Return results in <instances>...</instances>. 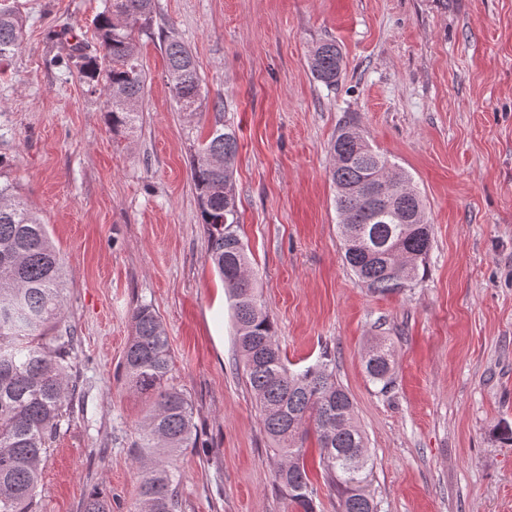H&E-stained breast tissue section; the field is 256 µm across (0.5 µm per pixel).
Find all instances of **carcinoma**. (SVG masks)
Segmentation results:
<instances>
[{
    "label": "carcinoma",
    "mask_w": 512,
    "mask_h": 512,
    "mask_svg": "<svg viewBox=\"0 0 512 512\" xmlns=\"http://www.w3.org/2000/svg\"><path fill=\"white\" fill-rule=\"evenodd\" d=\"M155 12V0H109L96 19L99 52L69 30L57 33L66 53L90 83L100 85L112 129L129 130L142 112L146 73L139 63L135 29ZM20 18L0 7V60L21 48ZM163 49L172 97L182 112L194 114L201 98L192 52L166 37ZM309 66L315 79L336 85L343 54L335 41L320 43ZM355 123L340 127L331 144V181L344 258L372 294H401L417 283L431 249V226L410 224L413 209L424 214L421 193L408 177L398 186L401 214L375 218L370 190L391 163ZM239 144L235 129L216 113L213 127L190 165L201 223L207 234V259L224 282L232 302L236 350L245 382L260 408L264 430L278 458L274 478L289 504L314 512L304 442L315 431L320 462L336 491L339 512H377L370 490L373 466L353 402L337 382L332 359L303 370L287 368L273 322L256 293V273L244 242L234 191ZM63 261L46 225L15 194L0 184V512H40L37 489L51 445L73 409L76 375L73 355L80 339L65 321ZM133 335L124 354L128 390L144 398L136 463L141 470L134 512H177L180 474L173 457L195 448L198 431L191 401L171 383V349L156 311L140 306L132 313ZM370 380L387 389L397 366L396 350L376 338L363 356Z\"/></svg>",
    "instance_id": "1"
}]
</instances>
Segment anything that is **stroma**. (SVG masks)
Listing matches in <instances>:
<instances>
[{
  "mask_svg": "<svg viewBox=\"0 0 512 512\" xmlns=\"http://www.w3.org/2000/svg\"><path fill=\"white\" fill-rule=\"evenodd\" d=\"M22 46L0 73V180L47 224L81 345L75 407L39 485L42 512L94 492L133 512L144 409L119 365L131 316L154 308L197 447L177 454L180 512H297L238 368L224 285L190 177L214 104L239 142L240 235L277 343L299 370L330 353L373 462L378 512H512V0H156L136 32L150 75L141 119L112 131L105 97L60 63L54 31L94 42L106 0H8ZM191 50L204 92L179 112L162 36ZM341 47L335 87L309 68ZM357 119L425 200V276L367 292L343 260L329 147ZM397 350L389 392L364 369L370 336Z\"/></svg>",
  "mask_w": 512,
  "mask_h": 512,
  "instance_id": "1",
  "label": "stroma"
}]
</instances>
